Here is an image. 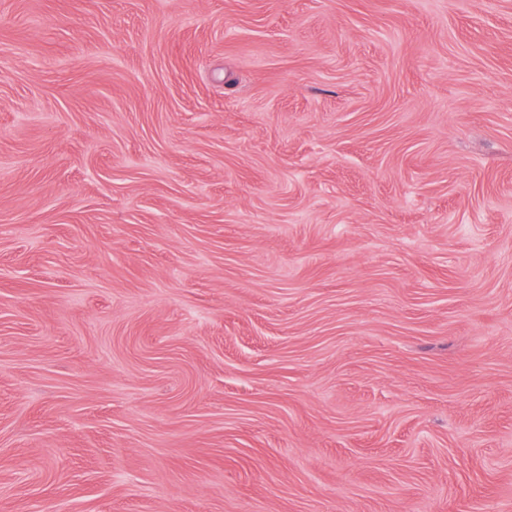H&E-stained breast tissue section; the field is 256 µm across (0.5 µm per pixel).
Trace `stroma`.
Listing matches in <instances>:
<instances>
[{"instance_id": "35a3bbf8", "label": "stroma", "mask_w": 512, "mask_h": 512, "mask_svg": "<svg viewBox=\"0 0 512 512\" xmlns=\"http://www.w3.org/2000/svg\"><path fill=\"white\" fill-rule=\"evenodd\" d=\"M0 512H512V0H0Z\"/></svg>"}]
</instances>
